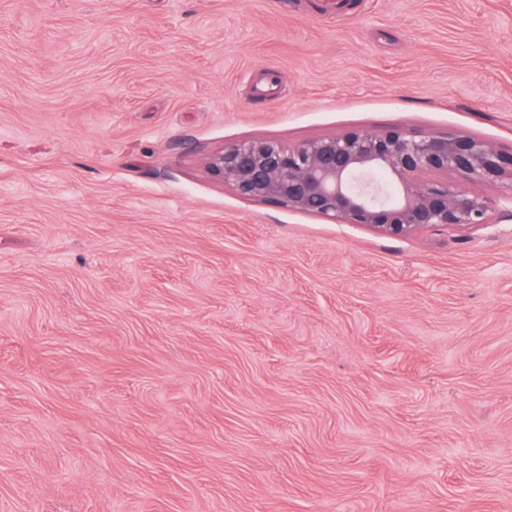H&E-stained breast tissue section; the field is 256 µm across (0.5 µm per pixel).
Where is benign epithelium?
I'll return each instance as SVG.
<instances>
[{
    "label": "benign epithelium",
    "mask_w": 512,
    "mask_h": 512,
    "mask_svg": "<svg viewBox=\"0 0 512 512\" xmlns=\"http://www.w3.org/2000/svg\"><path fill=\"white\" fill-rule=\"evenodd\" d=\"M206 167L243 200L403 237L490 223L495 202L474 186L512 178V152L477 136L389 127L288 147L242 141L211 154Z\"/></svg>",
    "instance_id": "benign-epithelium-1"
}]
</instances>
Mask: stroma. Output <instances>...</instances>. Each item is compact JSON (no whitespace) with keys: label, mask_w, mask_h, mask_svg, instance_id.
Here are the masks:
<instances>
[{"label":"stroma","mask_w":512,"mask_h":512,"mask_svg":"<svg viewBox=\"0 0 512 512\" xmlns=\"http://www.w3.org/2000/svg\"><path fill=\"white\" fill-rule=\"evenodd\" d=\"M0 0V512H512V221L388 237L206 157L512 149V0Z\"/></svg>","instance_id":"obj_1"}]
</instances>
